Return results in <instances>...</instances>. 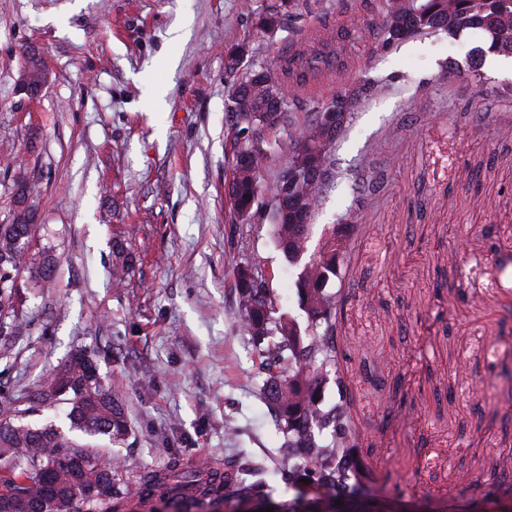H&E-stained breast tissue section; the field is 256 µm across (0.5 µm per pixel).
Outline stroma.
<instances>
[{"label": "stroma", "instance_id": "35a3bbf8", "mask_svg": "<svg viewBox=\"0 0 512 512\" xmlns=\"http://www.w3.org/2000/svg\"><path fill=\"white\" fill-rule=\"evenodd\" d=\"M280 0H0V224L14 175L32 181L40 242L57 259L20 288L26 332L0 344V384L27 400L43 376L88 350L126 405L119 445L78 436L132 478L171 458L270 461L274 425L250 336L234 319L237 264L265 278L279 311L305 322L298 267L266 210L234 224L225 184L226 71L305 52L338 33L342 67L296 89L317 112L369 87L335 144L336 175L315 235L355 228L328 286L338 368L354 397L365 489L378 512H482L495 471L512 470V74L469 75L483 38L445 33L380 44L378 0H295L273 37L256 26ZM41 48L36 99L17 88L20 54ZM456 62L458 73L448 71ZM364 172L371 206L350 186ZM133 257L112 282L115 246Z\"/></svg>", "mask_w": 512, "mask_h": 512}]
</instances>
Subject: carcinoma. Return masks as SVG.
<instances>
[{"label": "carcinoma", "mask_w": 512, "mask_h": 512, "mask_svg": "<svg viewBox=\"0 0 512 512\" xmlns=\"http://www.w3.org/2000/svg\"><path fill=\"white\" fill-rule=\"evenodd\" d=\"M292 8L281 0L279 9L258 16L257 25L281 24ZM378 36L391 43L401 30L406 38L443 32L459 36L466 30H480L486 37L487 52L512 56V0H382ZM29 80L42 84L45 73L39 60L23 59ZM250 83L245 72L229 88L226 149L231 155L227 195L231 223L245 219L255 193L278 196L285 167L271 168L269 136L288 127L287 164L308 151L318 132L317 115L302 121L291 112L268 110L267 88L257 89L249 100L238 89ZM253 150L255 179L239 176L237 155ZM334 159L327 157L324 182L306 193L304 223L295 214L271 212L276 242L288 262L300 267L294 286L298 304L307 315L303 332L295 333L293 320L277 314L266 282H247L236 273L238 302L235 319L253 340L266 375L263 395L272 411L281 447L288 449L277 465H227L223 468L186 469L173 463L161 472L147 471L130 481L97 452L81 448L54 425L33 426L25 419L58 404L69 406L70 428L90 436L102 435L112 441L125 437L128 420L124 405L101 380L97 363L84 351L72 353L65 363L47 377L27 401L0 389V456L17 457L9 473L0 476V512H163L185 496L193 498L196 510L213 504L228 505L246 498L269 496L270 480L288 476L294 487L303 479L329 499L341 498L349 505L356 494L364 465L358 451V432L350 411L352 397L341 378H336L339 401L325 406L321 395L326 381L336 372L340 349L336 338V300L326 291L336 276V225H330L322 256L302 251V241L311 238L312 216L319 209L326 186L334 175ZM30 219L17 224H0V341L17 336L27 326L15 304L18 280L27 277L45 283V270L56 267L54 254L40 247L41 224L36 210L28 207ZM132 258L120 250L112 267V278L122 281ZM299 335V342L290 337ZM512 490V471L503 469L487 492L492 498Z\"/></svg>", "instance_id": "carcinoma-1"}]
</instances>
